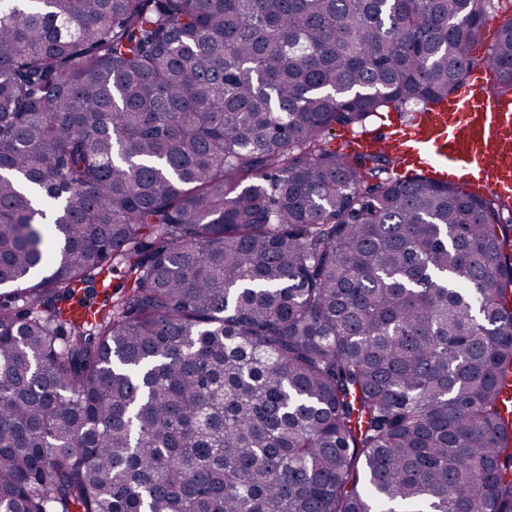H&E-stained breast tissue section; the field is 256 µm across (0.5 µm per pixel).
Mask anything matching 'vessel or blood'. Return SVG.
<instances>
[{"mask_svg": "<svg viewBox=\"0 0 512 512\" xmlns=\"http://www.w3.org/2000/svg\"><path fill=\"white\" fill-rule=\"evenodd\" d=\"M483 81V72H473L445 106L416 113L393 133L361 135L356 142L390 153L401 167L467 179L484 196L512 193V97L482 91Z\"/></svg>", "mask_w": 512, "mask_h": 512, "instance_id": "1", "label": "vessel or blood"}]
</instances>
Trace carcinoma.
<instances>
[{
	"label": "carcinoma",
	"mask_w": 512,
	"mask_h": 512,
	"mask_svg": "<svg viewBox=\"0 0 512 512\" xmlns=\"http://www.w3.org/2000/svg\"><path fill=\"white\" fill-rule=\"evenodd\" d=\"M490 4L0 0V512H512V225L326 146Z\"/></svg>",
	"instance_id": "1"
}]
</instances>
